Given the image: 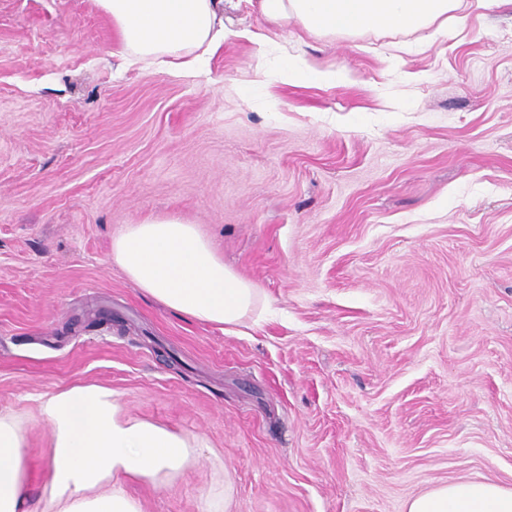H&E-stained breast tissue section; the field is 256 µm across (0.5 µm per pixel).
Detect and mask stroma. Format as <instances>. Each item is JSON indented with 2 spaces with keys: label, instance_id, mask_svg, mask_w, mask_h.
I'll return each mask as SVG.
<instances>
[{
  "label": "stroma",
  "instance_id": "stroma-1",
  "mask_svg": "<svg viewBox=\"0 0 512 512\" xmlns=\"http://www.w3.org/2000/svg\"><path fill=\"white\" fill-rule=\"evenodd\" d=\"M465 29L320 35L227 12L185 74L130 63L95 0H0V409L93 383L203 436L143 512H405L432 485L512 488V9ZM335 73L286 82L282 56ZM196 225L259 289L187 318L111 259L129 225Z\"/></svg>",
  "mask_w": 512,
  "mask_h": 512
}]
</instances>
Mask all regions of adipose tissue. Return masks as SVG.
Instances as JSON below:
<instances>
[{
	"label": "adipose tissue",
	"instance_id": "adipose-tissue-1",
	"mask_svg": "<svg viewBox=\"0 0 512 512\" xmlns=\"http://www.w3.org/2000/svg\"><path fill=\"white\" fill-rule=\"evenodd\" d=\"M123 45L137 58L171 57L194 71L195 50L232 31L224 23L237 0H97ZM459 0H260L263 16L295 20L312 33L406 31L447 20ZM112 261L153 299L214 325H237L261 298L211 248L195 225L175 217L129 225L112 242ZM52 427L48 481L38 512H141L119 476L171 483L206 441L149 420L124 416L111 389L78 384L40 400ZM22 419L0 411V512H23L28 497ZM407 512H512V489L491 480H453L411 498Z\"/></svg>",
	"mask_w": 512,
	"mask_h": 512
}]
</instances>
